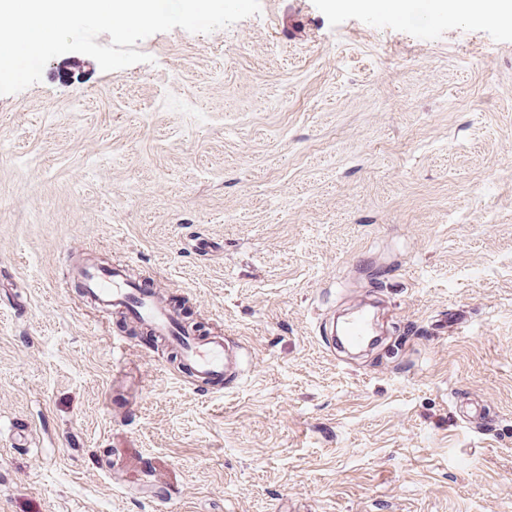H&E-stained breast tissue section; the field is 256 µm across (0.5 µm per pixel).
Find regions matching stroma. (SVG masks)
<instances>
[{
  "label": "stroma",
  "instance_id": "35a3bbf8",
  "mask_svg": "<svg viewBox=\"0 0 512 512\" xmlns=\"http://www.w3.org/2000/svg\"><path fill=\"white\" fill-rule=\"evenodd\" d=\"M441 2L260 0L0 95V512H512V22ZM83 259L242 378L139 350ZM368 296L383 342L332 354ZM73 277L103 311L122 312L139 330L136 344L151 351L159 342L177 353L181 369L212 393L230 387L241 372L243 352L231 349L224 335L200 336L181 308L163 301L148 280H132L122 266L78 265Z\"/></svg>",
  "mask_w": 512,
  "mask_h": 512
}]
</instances>
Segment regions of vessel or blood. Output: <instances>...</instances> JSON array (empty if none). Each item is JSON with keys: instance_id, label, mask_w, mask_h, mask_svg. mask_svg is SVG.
<instances>
[{"instance_id": "obj_1", "label": "vessel or blood", "mask_w": 512, "mask_h": 512, "mask_svg": "<svg viewBox=\"0 0 512 512\" xmlns=\"http://www.w3.org/2000/svg\"><path fill=\"white\" fill-rule=\"evenodd\" d=\"M73 277L103 311H121L138 329L136 343L141 350L167 343L177 353L182 371L213 391L236 381L242 368V351L229 348L221 335H198L181 308L163 301L150 281L130 279L121 266L93 264L76 266ZM371 333L372 324L363 314L351 316L343 328L345 342L353 347L363 344Z\"/></svg>"}]
</instances>
